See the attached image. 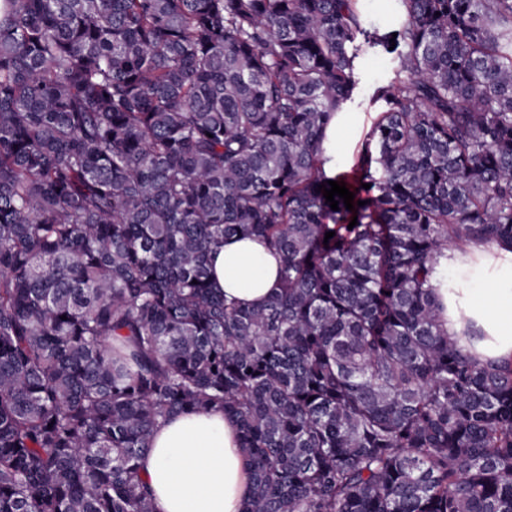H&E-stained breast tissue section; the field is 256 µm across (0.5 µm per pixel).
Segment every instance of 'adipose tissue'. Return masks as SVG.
<instances>
[{
    "label": "adipose tissue",
    "instance_id": "1",
    "mask_svg": "<svg viewBox=\"0 0 512 512\" xmlns=\"http://www.w3.org/2000/svg\"><path fill=\"white\" fill-rule=\"evenodd\" d=\"M494 258L495 288L440 289L443 319L460 348L481 360L512 359V252L471 245L459 260ZM213 284L243 306L267 301L279 283V261L254 237H232L212 254ZM477 333L465 335L467 324ZM157 512H242L249 494L246 461L235 423L208 410L160 424L139 461Z\"/></svg>",
    "mask_w": 512,
    "mask_h": 512
}]
</instances>
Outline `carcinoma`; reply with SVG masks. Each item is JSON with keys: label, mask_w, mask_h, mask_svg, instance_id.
<instances>
[{"label": "carcinoma", "mask_w": 512, "mask_h": 512, "mask_svg": "<svg viewBox=\"0 0 512 512\" xmlns=\"http://www.w3.org/2000/svg\"><path fill=\"white\" fill-rule=\"evenodd\" d=\"M395 2L0 0V512H156L140 457L208 409L244 512H512V362L437 292L512 251V0ZM361 39L397 69L331 178ZM235 236L261 306L211 282ZM358 9L364 25L383 32L397 21L395 2L390 0H360ZM213 284L242 306L267 301L279 283V261L254 237H232L212 253Z\"/></svg>", "instance_id": "obj_1"}]
</instances>
